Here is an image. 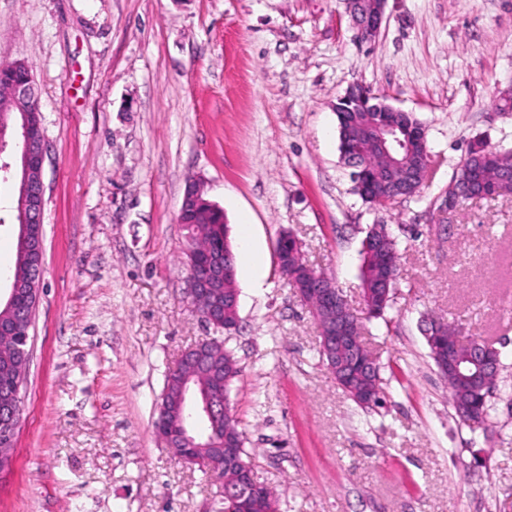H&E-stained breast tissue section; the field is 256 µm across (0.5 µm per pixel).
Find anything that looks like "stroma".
Returning a JSON list of instances; mask_svg holds the SVG:
<instances>
[{"label": "stroma", "mask_w": 512, "mask_h": 512, "mask_svg": "<svg viewBox=\"0 0 512 512\" xmlns=\"http://www.w3.org/2000/svg\"><path fill=\"white\" fill-rule=\"evenodd\" d=\"M30 67L43 117L45 255L0 512H221L224 488L155 431L181 351L214 336L186 295L187 179L227 224L242 372L230 406L278 512H512V193L438 198L476 136L512 149V0H388L374 42L346 0H0V65ZM370 86L425 126L441 165L378 210L352 191L332 105ZM398 242L392 308L365 325L385 402L356 406L278 272L280 234L359 305L372 225ZM458 325L501 352L486 429L457 417L421 332Z\"/></svg>", "instance_id": "35a3bbf8"}]
</instances>
